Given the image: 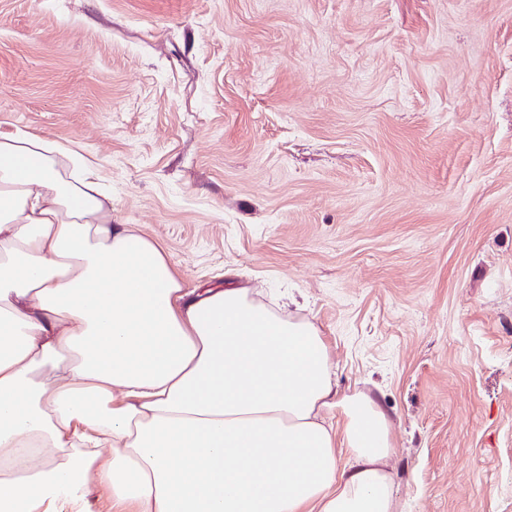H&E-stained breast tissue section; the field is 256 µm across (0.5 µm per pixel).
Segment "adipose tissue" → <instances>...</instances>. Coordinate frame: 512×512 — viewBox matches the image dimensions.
Returning <instances> with one entry per match:
<instances>
[{"label":"adipose tissue","instance_id":"1","mask_svg":"<svg viewBox=\"0 0 512 512\" xmlns=\"http://www.w3.org/2000/svg\"><path fill=\"white\" fill-rule=\"evenodd\" d=\"M392 453L312 322L185 298L79 154L0 136V512H395Z\"/></svg>","mask_w":512,"mask_h":512}]
</instances>
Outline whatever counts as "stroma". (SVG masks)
Here are the masks:
<instances>
[{"label": "stroma", "mask_w": 512, "mask_h": 512, "mask_svg": "<svg viewBox=\"0 0 512 512\" xmlns=\"http://www.w3.org/2000/svg\"><path fill=\"white\" fill-rule=\"evenodd\" d=\"M18 132L187 291L293 294L397 512H512V0H0Z\"/></svg>", "instance_id": "1"}]
</instances>
